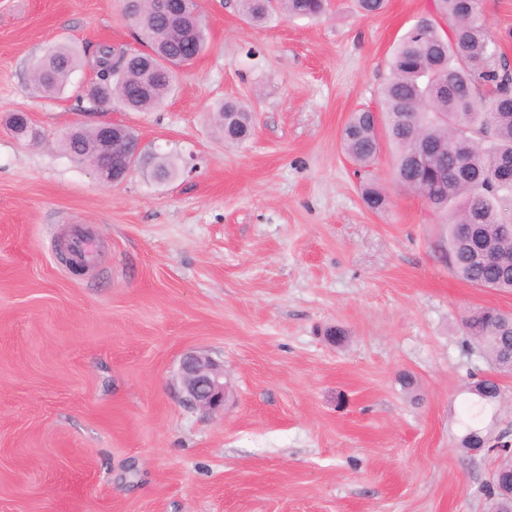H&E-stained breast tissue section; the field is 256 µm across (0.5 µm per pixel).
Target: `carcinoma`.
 I'll return each instance as SVG.
<instances>
[{"mask_svg": "<svg viewBox=\"0 0 512 512\" xmlns=\"http://www.w3.org/2000/svg\"><path fill=\"white\" fill-rule=\"evenodd\" d=\"M244 19L261 25L273 19H313L326 11L327 0H239ZM134 13L154 17L143 43L154 53L148 75L140 56L124 57L108 44L87 60L66 45L47 51L33 66L31 82L44 97L60 94L80 66L94 67L95 82L111 100L135 112L164 105L173 89L181 59L196 57L207 34L196 4L173 23L154 15V0H135ZM481 17L479 0H434L433 11L420 17L399 39L389 60V77L381 89L384 126L376 113H353L341 133L344 153L359 172H370L381 152V140L393 147V177L401 188L422 196L443 220L440 247L453 253L449 265L461 280L479 288L512 293V63ZM217 122L224 141L242 143L254 132L252 113L235 101L218 104ZM96 129L62 139L63 148L81 158ZM158 181L174 178L175 162L146 156ZM361 198L374 213L390 200L377 180L360 185ZM471 225L470 237H459L460 225ZM467 344L479 348L493 371L504 372L503 357L512 354V313L480 307L462 320ZM480 394L469 402L461 424V445L477 430L486 412L499 405L500 385L492 379L475 383ZM501 449L499 474L512 480V452Z\"/></svg>", "mask_w": 512, "mask_h": 512, "instance_id": "carcinoma-1", "label": "carcinoma"}]
</instances>
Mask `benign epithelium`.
<instances>
[{
	"instance_id": "1",
	"label": "benign epithelium",
	"mask_w": 512,
	"mask_h": 512,
	"mask_svg": "<svg viewBox=\"0 0 512 512\" xmlns=\"http://www.w3.org/2000/svg\"><path fill=\"white\" fill-rule=\"evenodd\" d=\"M139 163L138 141L130 139L124 126L114 123L97 126V145L90 164L101 180L121 183ZM179 375L187 404L205 412L224 407L227 393L224 368L211 358L196 353L185 355Z\"/></svg>"
}]
</instances>
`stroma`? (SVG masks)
I'll use <instances>...</instances> for the list:
<instances>
[{
    "label": "stroma",
    "mask_w": 512,
    "mask_h": 512,
    "mask_svg": "<svg viewBox=\"0 0 512 512\" xmlns=\"http://www.w3.org/2000/svg\"><path fill=\"white\" fill-rule=\"evenodd\" d=\"M198 5L206 51L162 108L129 112L84 97L85 66L55 98L29 81L57 44L138 48L122 0H0V512H487L499 455L461 448L458 416L491 368L461 319L512 312V293L448 270L387 147L391 206L369 211L340 144L432 0L261 27L238 0ZM225 100L254 114L244 143L215 125ZM12 112L42 141L16 139ZM104 121L177 175L100 180L61 140ZM74 227L98 251L81 274L58 259ZM193 351L223 364V410L184 401Z\"/></svg>",
    "instance_id": "1"
}]
</instances>
